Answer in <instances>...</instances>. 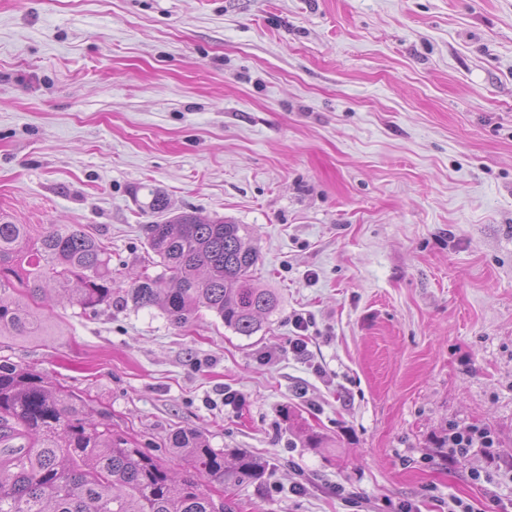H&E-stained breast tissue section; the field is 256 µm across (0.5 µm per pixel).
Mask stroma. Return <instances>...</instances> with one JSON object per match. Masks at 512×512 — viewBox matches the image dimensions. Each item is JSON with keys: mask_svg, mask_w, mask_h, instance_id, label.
I'll list each match as a JSON object with an SVG mask.
<instances>
[{"mask_svg": "<svg viewBox=\"0 0 512 512\" xmlns=\"http://www.w3.org/2000/svg\"><path fill=\"white\" fill-rule=\"evenodd\" d=\"M155 188L246 226L262 329L56 298L0 359L174 471L179 430L248 452L231 512H512V0H0V216L100 239L123 288ZM448 445L449 456L455 454L467 453L470 448H485L487 455L494 458L497 454L495 448H499L498 441L494 434L490 431L477 428H458L450 427L448 429V437L441 441V445Z\"/></svg>", "mask_w": 512, "mask_h": 512, "instance_id": "stroma-1", "label": "stroma"}]
</instances>
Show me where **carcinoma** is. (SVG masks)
I'll return each mask as SVG.
<instances>
[{"mask_svg":"<svg viewBox=\"0 0 512 512\" xmlns=\"http://www.w3.org/2000/svg\"><path fill=\"white\" fill-rule=\"evenodd\" d=\"M150 196L159 220L144 231L162 272L130 279L118 303L157 305L179 326L204 308L239 335L262 329L279 299L254 282L258 252L244 225L172 215L163 192ZM112 282L111 257L98 239L55 225L34 240L26 225L0 219V336L44 335L25 298L55 292L94 309L112 304ZM170 447L190 465L180 479L109 424L93 422L89 398L0 359V512H227L202 482L222 487L263 471L244 452L226 466L224 450L199 431L174 434Z\"/></svg>","mask_w":512,"mask_h":512,"instance_id":"carcinoma-1","label":"carcinoma"}]
</instances>
